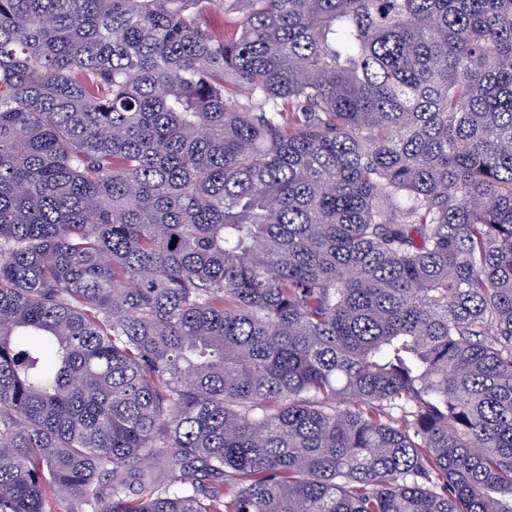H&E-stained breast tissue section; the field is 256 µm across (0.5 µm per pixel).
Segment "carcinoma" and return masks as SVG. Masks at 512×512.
<instances>
[{"mask_svg": "<svg viewBox=\"0 0 512 512\" xmlns=\"http://www.w3.org/2000/svg\"><path fill=\"white\" fill-rule=\"evenodd\" d=\"M49 486L512 512V0H0V512Z\"/></svg>", "mask_w": 512, "mask_h": 512, "instance_id": "1", "label": "carcinoma"}]
</instances>
